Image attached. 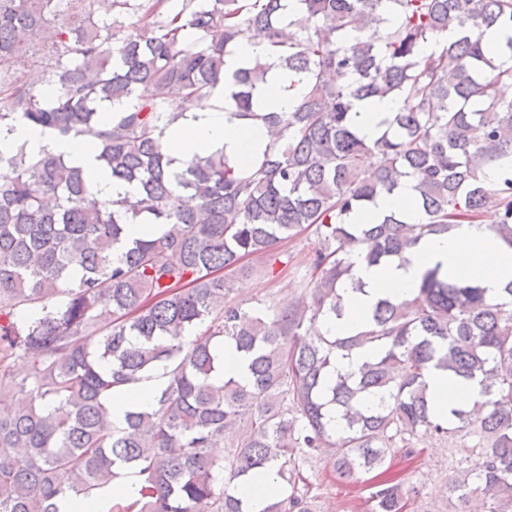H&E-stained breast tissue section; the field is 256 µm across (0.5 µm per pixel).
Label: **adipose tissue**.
I'll use <instances>...</instances> for the list:
<instances>
[{"mask_svg": "<svg viewBox=\"0 0 512 512\" xmlns=\"http://www.w3.org/2000/svg\"><path fill=\"white\" fill-rule=\"evenodd\" d=\"M287 70L275 67L262 99L277 112H290L299 103L301 86L293 85ZM225 85H217L212 97L186 113L166 132L172 158L182 160L196 154L221 152L238 166H246L261 156L270 136L262 122L244 123L224 109ZM25 147L29 153L43 151L60 156L73 166L82 167L92 186L94 199L115 198L130 192V185L118 182L100 170L90 143L79 139L59 138L51 133L18 124L0 129V150ZM442 264L448 272L460 274L484 288L489 298L502 297L512 283V247L497 238L488 222L464 224L447 234L422 238L408 253L406 261H392L379 266L355 262L353 272L364 284L363 292L347 294L341 318L321 321V332L343 335L361 327L368 319L377 299L391 296L410 299L416 294L425 270ZM164 383L157 376L134 385L115 388L112 392V425H124L127 412L150 409L153 396ZM428 393L435 412L449 417L452 411L471 408L478 389L470 383L449 381L446 372L430 371Z\"/></svg>", "mask_w": 512, "mask_h": 512, "instance_id": "1", "label": "adipose tissue"}]
</instances>
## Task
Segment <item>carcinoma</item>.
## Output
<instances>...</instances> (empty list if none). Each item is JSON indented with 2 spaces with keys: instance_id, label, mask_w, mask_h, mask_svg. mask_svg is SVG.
I'll list each match as a JSON object with an SVG mask.
<instances>
[{
  "instance_id": "1",
  "label": "carcinoma",
  "mask_w": 512,
  "mask_h": 512,
  "mask_svg": "<svg viewBox=\"0 0 512 512\" xmlns=\"http://www.w3.org/2000/svg\"><path fill=\"white\" fill-rule=\"evenodd\" d=\"M0 0V128L24 123L86 137L131 196L90 201L79 167L23 148L0 151V512H61L94 499L120 468L139 478V512H249L238 492L265 496L260 512H310L299 493L301 453L320 452L352 478L414 453L428 433L469 437L476 467L451 480L457 512H512V284L507 300L424 273L411 300L383 297L347 336L319 317L343 315L341 287L363 291L351 251L377 266L424 236L481 221L512 247V0ZM132 10L137 20L117 25ZM259 37L304 84L292 112H266L257 57L225 73ZM42 69L45 85L27 81ZM224 109L260 120L272 140L249 171L224 154L172 168L165 130L208 100L222 74ZM394 97L373 140L359 105ZM116 106L101 121L99 107ZM413 177L420 218L392 211L372 224L352 214ZM163 224L127 243L126 225ZM312 228L319 248L309 300L272 314L227 304L225 273ZM123 246L122 259L112 249ZM205 327L192 340L186 334ZM230 344L247 375L213 382ZM375 349L356 370L336 357ZM23 359L18 379L11 360ZM167 382L150 412L108 425L112 390ZM476 384L479 399L436 415L431 369ZM245 423L222 459L210 449ZM273 470L274 488L262 484ZM229 483H224V474ZM410 490L381 480L370 512H404Z\"/></svg>"
}]
</instances>
